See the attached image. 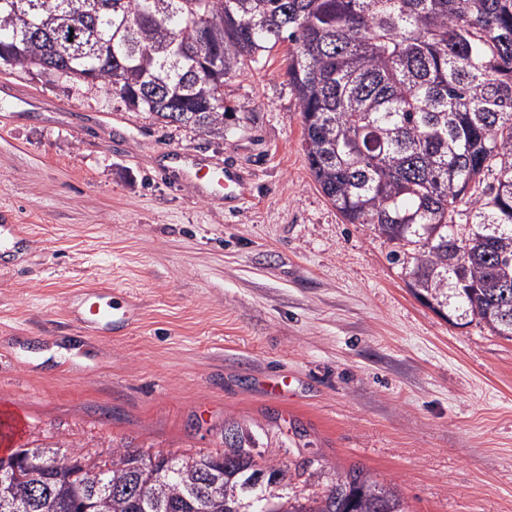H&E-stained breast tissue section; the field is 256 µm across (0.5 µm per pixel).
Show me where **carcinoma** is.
<instances>
[{
  "instance_id": "carcinoma-1",
  "label": "carcinoma",
  "mask_w": 512,
  "mask_h": 512,
  "mask_svg": "<svg viewBox=\"0 0 512 512\" xmlns=\"http://www.w3.org/2000/svg\"><path fill=\"white\" fill-rule=\"evenodd\" d=\"M284 41L325 197L404 248L416 298L512 340V0H0V64L205 136L224 135V79ZM258 447L226 425L216 453L19 448L0 512H405L360 469L318 493L324 470L303 466L311 491L283 493Z\"/></svg>"
}]
</instances>
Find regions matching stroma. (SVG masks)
Returning <instances> with one entry per match:
<instances>
[{"label":"stroma","mask_w":512,"mask_h":512,"mask_svg":"<svg viewBox=\"0 0 512 512\" xmlns=\"http://www.w3.org/2000/svg\"><path fill=\"white\" fill-rule=\"evenodd\" d=\"M287 44L224 82L222 136L0 64V455L40 441L215 452L225 423L395 485L406 512H512V341L417 301L398 246L315 182ZM239 175L223 201L177 155ZM135 300L118 334L80 289ZM138 313V307L133 302H127L125 305L116 307L111 306L109 302L89 301L82 304L80 321L89 324L93 330L108 329L112 326H127L132 324Z\"/></svg>","instance_id":"obj_1"}]
</instances>
